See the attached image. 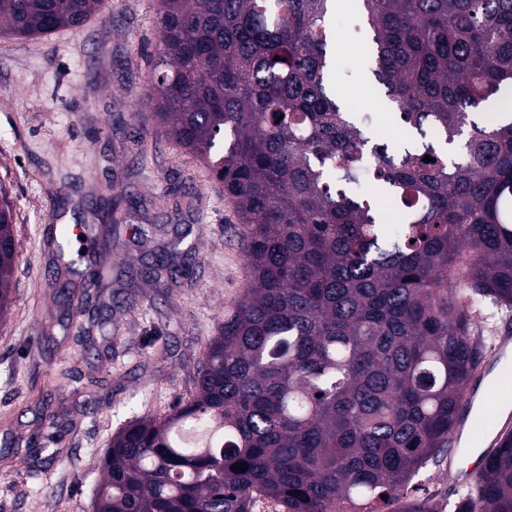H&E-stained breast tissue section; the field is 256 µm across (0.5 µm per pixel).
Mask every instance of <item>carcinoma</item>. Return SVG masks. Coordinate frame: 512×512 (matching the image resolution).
<instances>
[{"label": "carcinoma", "mask_w": 512, "mask_h": 512, "mask_svg": "<svg viewBox=\"0 0 512 512\" xmlns=\"http://www.w3.org/2000/svg\"><path fill=\"white\" fill-rule=\"evenodd\" d=\"M156 2L147 103L224 187L251 279L195 394L112 436L89 512H253L262 497L279 512H445L408 491L463 422L485 355L472 308H512V116L476 119L512 93V0H355L411 132L397 149L336 101V0ZM109 7L0 0V37L75 30ZM68 238L63 224L48 241L66 269ZM110 243L106 227L90 235ZM0 244L1 315L18 261L1 186ZM60 420L45 416L43 447ZM453 509L512 512L511 433Z\"/></svg>", "instance_id": "carcinoma-1"}]
</instances>
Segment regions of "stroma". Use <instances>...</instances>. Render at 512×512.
<instances>
[{"instance_id":"1","label":"stroma","mask_w":512,"mask_h":512,"mask_svg":"<svg viewBox=\"0 0 512 512\" xmlns=\"http://www.w3.org/2000/svg\"><path fill=\"white\" fill-rule=\"evenodd\" d=\"M154 12L155 0H112L108 16L81 30L0 38V182L19 246L13 302L0 318V512H86L100 482L95 460L113 433L194 394L204 345L248 281L222 186L179 152L144 103L158 42ZM366 33L362 16L337 9L328 51L340 104L404 139L367 55L350 50ZM114 182L141 207L112 227L103 258L112 281L96 305L107 339L88 349L78 326L59 325L67 303L47 239L52 225L94 221ZM163 252L177 273L161 286L147 269ZM474 322L487 338L488 371L499 337L512 335V310L486 303ZM45 400L75 425L35 463L7 443L30 436ZM471 465L461 453L428 464L419 496L456 500L453 473Z\"/></svg>"}]
</instances>
